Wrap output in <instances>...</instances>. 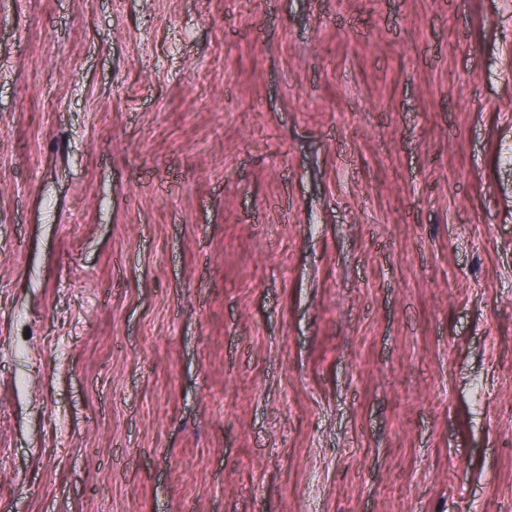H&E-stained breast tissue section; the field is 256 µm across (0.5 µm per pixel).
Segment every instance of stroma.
<instances>
[{
  "mask_svg": "<svg viewBox=\"0 0 512 512\" xmlns=\"http://www.w3.org/2000/svg\"><path fill=\"white\" fill-rule=\"evenodd\" d=\"M0 512H512V0H0Z\"/></svg>",
  "mask_w": 512,
  "mask_h": 512,
  "instance_id": "obj_1",
  "label": "stroma"
}]
</instances>
